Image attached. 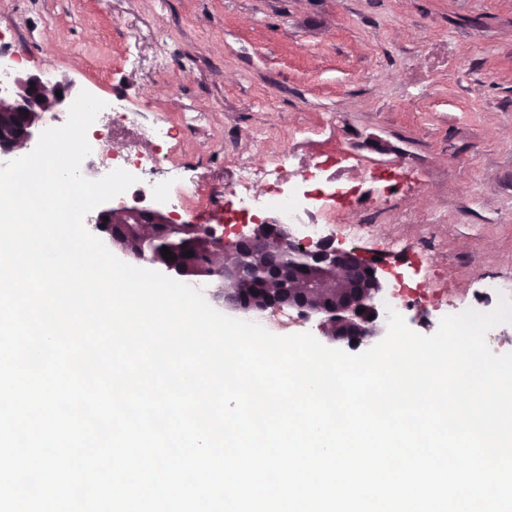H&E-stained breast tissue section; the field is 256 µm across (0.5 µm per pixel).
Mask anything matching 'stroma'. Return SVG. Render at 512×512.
<instances>
[{
	"mask_svg": "<svg viewBox=\"0 0 512 512\" xmlns=\"http://www.w3.org/2000/svg\"><path fill=\"white\" fill-rule=\"evenodd\" d=\"M169 65L157 69L155 52ZM23 74L137 108L133 124L99 116L100 154H152L201 190L180 221L227 229V190L314 182L301 224L335 247L384 256L379 276L415 271L448 305L485 277L512 278V0H0V52ZM197 122L180 127L183 113ZM176 126L164 145L149 130Z\"/></svg>",
	"mask_w": 512,
	"mask_h": 512,
	"instance_id": "35a3bbf8",
	"label": "stroma"
}]
</instances>
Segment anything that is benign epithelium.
<instances>
[{"label": "benign epithelium", "instance_id": "obj_1", "mask_svg": "<svg viewBox=\"0 0 512 512\" xmlns=\"http://www.w3.org/2000/svg\"><path fill=\"white\" fill-rule=\"evenodd\" d=\"M61 86L48 87L38 75L15 76L0 80V153L10 154L20 145L34 139L41 114L57 111L65 97ZM137 219L148 231L145 240L129 242L122 237L111 243L124 253L136 257L142 246H150L172 229L200 234L211 245V252L224 258V274L212 283L214 299L226 307L246 311L250 308L274 309L282 306L298 310L305 316L321 317L322 334L333 341L349 344L353 340L375 335L380 327L376 298L382 290L374 261L334 247L329 242L299 245L288 230L276 222L259 224L252 233L228 240L211 227L186 224L160 209L137 205L101 206L90 217V231L98 225L115 223L117 219ZM276 259L263 268L266 287H251V276L236 260L241 252ZM297 253L305 269L285 265L278 259ZM362 308L364 312L357 313Z\"/></svg>", "mask_w": 512, "mask_h": 512}]
</instances>
